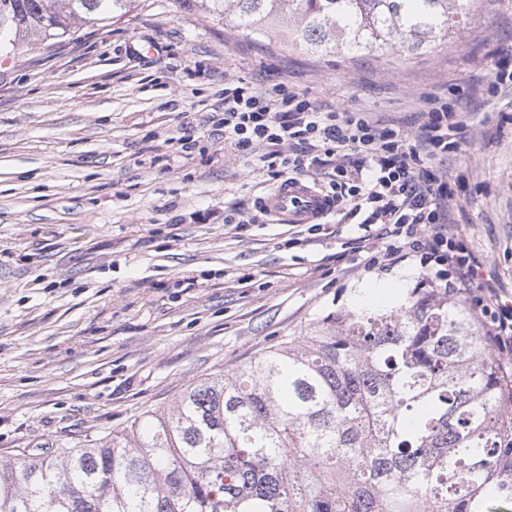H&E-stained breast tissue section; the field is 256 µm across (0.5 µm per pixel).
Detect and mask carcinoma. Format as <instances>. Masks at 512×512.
Instances as JSON below:
<instances>
[{
    "instance_id": "carcinoma-1",
    "label": "carcinoma",
    "mask_w": 512,
    "mask_h": 512,
    "mask_svg": "<svg viewBox=\"0 0 512 512\" xmlns=\"http://www.w3.org/2000/svg\"><path fill=\"white\" fill-rule=\"evenodd\" d=\"M315 56L436 44L475 0H177ZM135 0H0V53ZM512 501V376L465 302L424 285L186 387L105 442L0 462V512H487Z\"/></svg>"
}]
</instances>
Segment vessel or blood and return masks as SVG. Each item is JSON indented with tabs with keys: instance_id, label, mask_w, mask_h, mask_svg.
<instances>
[{
	"instance_id": "obj_1",
	"label": "vessel or blood",
	"mask_w": 512,
	"mask_h": 512,
	"mask_svg": "<svg viewBox=\"0 0 512 512\" xmlns=\"http://www.w3.org/2000/svg\"><path fill=\"white\" fill-rule=\"evenodd\" d=\"M263 206L280 224H314L330 211L328 201L300 178L279 183L266 195Z\"/></svg>"
}]
</instances>
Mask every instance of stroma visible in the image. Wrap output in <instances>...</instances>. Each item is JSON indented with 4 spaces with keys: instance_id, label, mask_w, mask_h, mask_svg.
Returning <instances> with one entry per match:
<instances>
[{
    "instance_id": "1",
    "label": "stroma",
    "mask_w": 512,
    "mask_h": 512,
    "mask_svg": "<svg viewBox=\"0 0 512 512\" xmlns=\"http://www.w3.org/2000/svg\"><path fill=\"white\" fill-rule=\"evenodd\" d=\"M510 46L512 0H477L404 65L312 57L279 30L253 41L136 0L0 59V462L112 436L326 316L399 307L425 277L413 262L365 271L354 218L317 237L249 223L272 185L212 133L228 74L404 127L420 96L456 95L452 217L512 298V92L465 93Z\"/></svg>"
}]
</instances>
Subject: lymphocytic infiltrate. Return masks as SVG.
Wrapping results in <instances>:
<instances>
[{
	"label": "lymphocytic infiltrate",
	"mask_w": 512,
	"mask_h": 512,
	"mask_svg": "<svg viewBox=\"0 0 512 512\" xmlns=\"http://www.w3.org/2000/svg\"><path fill=\"white\" fill-rule=\"evenodd\" d=\"M415 131L371 113L326 106L294 86L225 77L224 113L212 120L247 172L311 178L342 218H360L384 243L382 261L419 258L434 286L471 296V311L501 359L512 355V307L476 283L477 263L451 222L452 173L443 160L464 128L454 101L421 96Z\"/></svg>",
	"instance_id": "f902f5d3"
}]
</instances>
